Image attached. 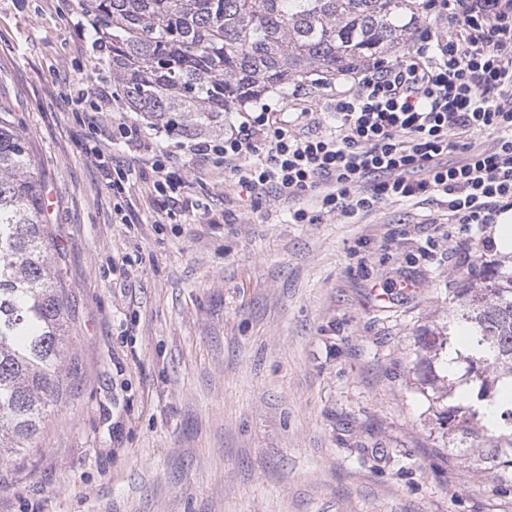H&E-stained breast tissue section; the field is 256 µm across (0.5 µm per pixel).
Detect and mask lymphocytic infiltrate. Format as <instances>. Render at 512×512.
Returning a JSON list of instances; mask_svg holds the SVG:
<instances>
[{
    "label": "lymphocytic infiltrate",
    "mask_w": 512,
    "mask_h": 512,
    "mask_svg": "<svg viewBox=\"0 0 512 512\" xmlns=\"http://www.w3.org/2000/svg\"><path fill=\"white\" fill-rule=\"evenodd\" d=\"M403 57L372 59L319 83L318 110L299 89L280 104L251 99L223 138L187 142L251 202L291 204L296 224L368 215L388 202L441 197L447 223L484 227L512 211V0H426ZM492 131L481 147L473 133ZM134 164L167 202L185 186L181 155L155 149L136 122L119 125ZM461 158L449 162V152ZM313 206H303L304 197Z\"/></svg>",
    "instance_id": "lymphocytic-infiltrate-1"
}]
</instances>
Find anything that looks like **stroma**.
<instances>
[{
	"label": "stroma",
	"mask_w": 512,
	"mask_h": 512,
	"mask_svg": "<svg viewBox=\"0 0 512 512\" xmlns=\"http://www.w3.org/2000/svg\"><path fill=\"white\" fill-rule=\"evenodd\" d=\"M81 0H0V100L38 163L68 292L67 393L36 448L0 465V512H512L436 451L416 340L502 250L437 197L290 223L222 170L139 168L121 195L88 151L112 68Z\"/></svg>",
	"instance_id": "1"
}]
</instances>
